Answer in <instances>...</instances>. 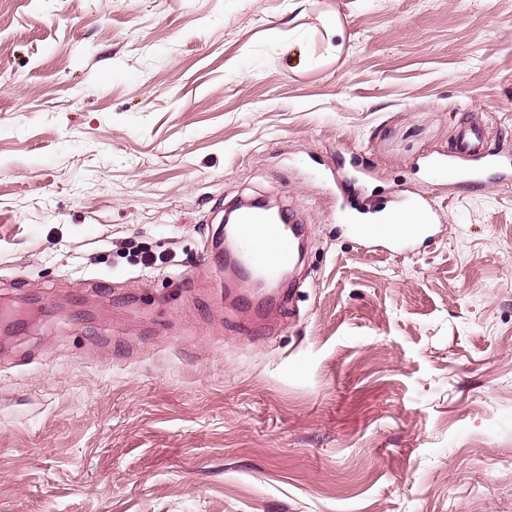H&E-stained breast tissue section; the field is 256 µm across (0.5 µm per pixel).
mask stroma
<instances>
[{"instance_id": "stroma-1", "label": "stroma", "mask_w": 512, "mask_h": 512, "mask_svg": "<svg viewBox=\"0 0 512 512\" xmlns=\"http://www.w3.org/2000/svg\"><path fill=\"white\" fill-rule=\"evenodd\" d=\"M467 124L512 155V0H0V512H512V182L425 170ZM257 196L307 247L256 331L208 253ZM336 185V192H332L334 198V209L339 224H343L344 230L359 239L383 240L387 242L394 251L398 253L409 252L414 249L421 239L432 237L434 225L439 213L430 200L427 198L415 199L409 206H397L387 211L389 223L379 224H347L346 210L349 205L342 186L336 176H332ZM410 207L418 212L408 213L400 223L393 224L399 220L401 215ZM423 222L421 223V218ZM421 223V224H420ZM406 224H417L414 230H408Z\"/></svg>"}]
</instances>
